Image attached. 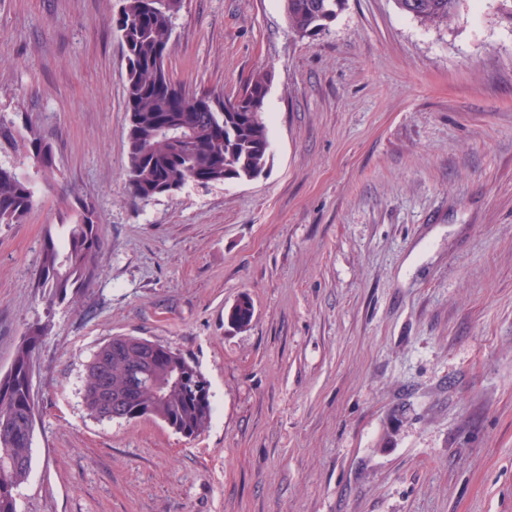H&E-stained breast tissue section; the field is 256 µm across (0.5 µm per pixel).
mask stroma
I'll return each mask as SVG.
<instances>
[{"mask_svg":"<svg viewBox=\"0 0 512 512\" xmlns=\"http://www.w3.org/2000/svg\"><path fill=\"white\" fill-rule=\"evenodd\" d=\"M120 0H0V124L54 174L0 224V372L27 328L38 416L17 512H512V18L461 0L435 27L348 0L296 37L283 0H184L168 69L190 95L271 73V166L150 201L125 187ZM97 276L47 304L43 246L81 204ZM249 327L225 313L241 294ZM114 336L210 383L188 439L98 420L85 366ZM158 350L160 351L161 355L158 357V359L153 365L154 371L159 373H167L170 374L172 377L180 373L188 375L190 379L192 378V376L198 377L203 383L207 384L210 388V385L208 384L207 380L197 369V367L193 365L190 361H188L181 353L173 351L170 348H166L160 344H158Z\"/></svg>","mask_w":512,"mask_h":512,"instance_id":"obj_1","label":"stroma"}]
</instances>
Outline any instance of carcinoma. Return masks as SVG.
<instances>
[{
    "instance_id": "1",
    "label": "carcinoma",
    "mask_w": 512,
    "mask_h": 512,
    "mask_svg": "<svg viewBox=\"0 0 512 512\" xmlns=\"http://www.w3.org/2000/svg\"><path fill=\"white\" fill-rule=\"evenodd\" d=\"M291 31L314 37L329 29L348 0H284ZM406 14L435 26H446L460 0H396ZM183 0H122L112 23L122 32L127 60L126 109L130 130L126 187L135 200L148 201L188 182L207 186L226 181H251L260 177L270 161L271 143L263 116L268 75L251 78L243 92L219 100L210 94L187 95L174 82L166 64L174 20ZM27 156L36 175L0 165V224H19L37 204L40 181L51 177V146L34 129L24 138ZM103 245L101 225L93 208L80 206L79 219L65 225L61 239L49 237L44 245L37 287L42 298L63 300L72 288H83L97 272L96 259ZM254 307L248 296L227 312V322L237 328L250 325ZM47 326L28 327L18 344L10 368L0 374V512H17L16 490L28 478L36 421L32 389L34 355ZM124 336H113L94 353L107 364L114 392L124 396L128 419L151 417L186 438L196 437L211 420L210 397L173 376L205 377L181 353L162 345L154 371L172 375L163 386L145 385L125 395L126 365L115 355L126 349ZM83 403L102 418L98 367L85 375Z\"/></svg>"
}]
</instances>
